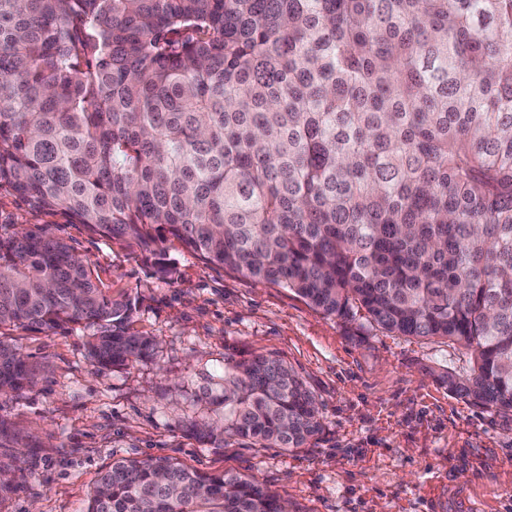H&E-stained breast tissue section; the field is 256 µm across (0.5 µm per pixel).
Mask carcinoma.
Listing matches in <instances>:
<instances>
[{"label": "carcinoma", "mask_w": 512, "mask_h": 512, "mask_svg": "<svg viewBox=\"0 0 512 512\" xmlns=\"http://www.w3.org/2000/svg\"><path fill=\"white\" fill-rule=\"evenodd\" d=\"M36 211L448 347V391L512 413V0H0V185ZM91 263L0 234V328H93L151 356ZM38 367L0 340V393ZM298 375L224 357V432L300 448ZM256 479L167 458L100 472L86 512H284Z\"/></svg>", "instance_id": "carcinoma-1"}]
</instances>
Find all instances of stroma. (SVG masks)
<instances>
[{
	"mask_svg": "<svg viewBox=\"0 0 512 512\" xmlns=\"http://www.w3.org/2000/svg\"><path fill=\"white\" fill-rule=\"evenodd\" d=\"M36 225L90 261L102 287L139 299L131 326L156 348L102 370L84 326L0 332L40 369L32 386L0 396V417L15 427L0 463L22 473L0 512H84L112 461L159 456L255 478L290 512H512V415L449 393L446 347L327 317L173 238L163 257L173 273L161 278L155 256L32 210L0 186V233ZM228 354L278 357L304 381L323 424L307 447L199 438L203 424L224 420Z\"/></svg>",
	"mask_w": 512,
	"mask_h": 512,
	"instance_id": "1",
	"label": "stroma"
}]
</instances>
